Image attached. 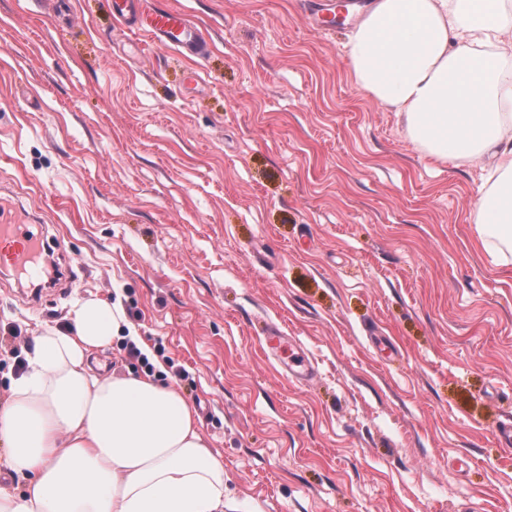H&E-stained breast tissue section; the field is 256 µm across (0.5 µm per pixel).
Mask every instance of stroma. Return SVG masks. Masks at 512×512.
<instances>
[{
	"label": "stroma",
	"instance_id": "35a3bbf8",
	"mask_svg": "<svg viewBox=\"0 0 512 512\" xmlns=\"http://www.w3.org/2000/svg\"><path fill=\"white\" fill-rule=\"evenodd\" d=\"M164 2L200 64L110 0H0V223L68 257L59 290L0 271V394L97 296L195 406L224 512H512V265L471 222L482 162L431 159L355 89L351 23L315 22L335 0Z\"/></svg>",
	"mask_w": 512,
	"mask_h": 512
}]
</instances>
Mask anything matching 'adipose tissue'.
Segmentation results:
<instances>
[{
    "instance_id": "1",
    "label": "adipose tissue",
    "mask_w": 512,
    "mask_h": 512,
    "mask_svg": "<svg viewBox=\"0 0 512 512\" xmlns=\"http://www.w3.org/2000/svg\"><path fill=\"white\" fill-rule=\"evenodd\" d=\"M345 44L356 89L401 112L440 160H483L471 204L497 264H512V0H362ZM119 303L78 300L67 330L34 336L0 405V512H224V457L175 383L106 375L95 352ZM27 483L12 492L14 479Z\"/></svg>"
}]
</instances>
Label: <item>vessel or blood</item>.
Returning <instances> with one entry per match:
<instances>
[{"label":"vessel or blood","instance_id":"1","mask_svg":"<svg viewBox=\"0 0 512 512\" xmlns=\"http://www.w3.org/2000/svg\"><path fill=\"white\" fill-rule=\"evenodd\" d=\"M112 13L128 28L147 33L164 47L200 59L208 52V44L185 15L167 6H143L141 0H112ZM42 232L30 224H0V243H8L12 251L7 264L15 270H31L40 251Z\"/></svg>","mask_w":512,"mask_h":512}]
</instances>
